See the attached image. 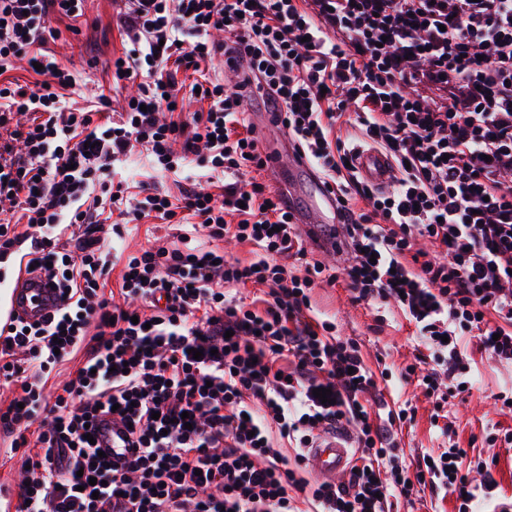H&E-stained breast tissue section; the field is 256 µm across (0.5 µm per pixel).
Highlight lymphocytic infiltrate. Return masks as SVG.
Segmentation results:
<instances>
[{"label":"lymphocytic infiltrate","instance_id":"obj_1","mask_svg":"<svg viewBox=\"0 0 512 512\" xmlns=\"http://www.w3.org/2000/svg\"><path fill=\"white\" fill-rule=\"evenodd\" d=\"M83 4L0 0V68L43 66L33 87L0 83V204L18 211L0 218V282L27 264L61 298L43 322L0 323V385L16 389L0 432L25 464L15 512H391L427 490L477 512L497 489L491 463L474 461L470 482L453 443L407 465L412 410L389 406L311 290L341 283L403 313L425 352L400 376L433 419L472 383L462 337L512 365V0H124L132 48L115 77L138 92L116 120L66 107L74 76L41 51L51 20ZM219 52L233 88L206 72ZM257 97L335 197L342 267L305 262L290 203L258 180ZM347 126L387 154L390 189L359 179ZM138 146L151 176L133 194L109 186ZM169 175L178 194L159 185ZM147 219L196 223L215 245L184 232L116 265L104 226ZM227 238L251 259L226 257ZM250 284L261 303L225 293ZM72 359L48 391V366ZM103 416L133 456L111 464L89 443ZM330 429L353 443L345 481L310 482L276 447Z\"/></svg>","mask_w":512,"mask_h":512}]
</instances>
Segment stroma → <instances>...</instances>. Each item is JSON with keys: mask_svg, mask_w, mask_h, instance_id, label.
<instances>
[{"mask_svg": "<svg viewBox=\"0 0 512 512\" xmlns=\"http://www.w3.org/2000/svg\"><path fill=\"white\" fill-rule=\"evenodd\" d=\"M120 0H85L84 14L74 23L59 22L61 34L48 40L43 50L74 75L75 83L64 93L67 105L93 109L99 93L109 94L112 111H121L128 96L136 91L134 83L112 84V62L123 56L127 44L118 24ZM312 304L326 318L334 320L342 336L356 338L370 367L401 368L413 358L417 341L414 328L394 306L352 302L344 288L326 285L314 288ZM474 362L473 387L458 396L451 409L456 438L461 447L473 449L493 461L498 481V497L512 499V447H488L485 433L491 427L512 428V416L500 412L495 394L512 388V365L502 364L480 351L475 339L466 342ZM392 399L411 401L416 408L412 427L404 429L406 453L436 451L441 443L431 424L432 407L414 386L390 380Z\"/></svg>", "mask_w": 512, "mask_h": 512, "instance_id": "1", "label": "stroma"}]
</instances>
